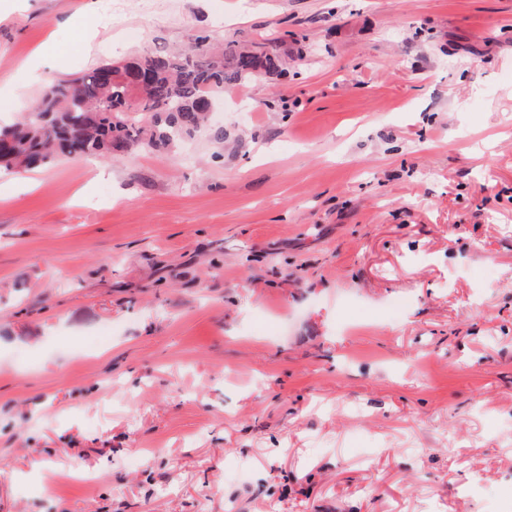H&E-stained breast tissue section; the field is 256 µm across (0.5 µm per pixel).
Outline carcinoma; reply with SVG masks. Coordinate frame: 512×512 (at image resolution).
Instances as JSON below:
<instances>
[{
  "mask_svg": "<svg viewBox=\"0 0 512 512\" xmlns=\"http://www.w3.org/2000/svg\"><path fill=\"white\" fill-rule=\"evenodd\" d=\"M283 44L275 37L262 39L253 50L220 47L209 35H198L184 51L104 62L57 80L17 122L0 126V162L35 168L58 154L116 157L134 146L161 154L206 123L204 97L260 73H285ZM134 66L149 73L146 87L129 79Z\"/></svg>",
  "mask_w": 512,
  "mask_h": 512,
  "instance_id": "cac0c4a2",
  "label": "carcinoma"
}]
</instances>
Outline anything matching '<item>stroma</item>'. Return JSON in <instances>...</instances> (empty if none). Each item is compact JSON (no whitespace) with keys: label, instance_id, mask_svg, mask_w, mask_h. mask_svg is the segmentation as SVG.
<instances>
[{"label":"stroma","instance_id":"1","mask_svg":"<svg viewBox=\"0 0 512 512\" xmlns=\"http://www.w3.org/2000/svg\"><path fill=\"white\" fill-rule=\"evenodd\" d=\"M203 32L223 147L0 168V512H512V0H13L0 123Z\"/></svg>","mask_w":512,"mask_h":512}]
</instances>
